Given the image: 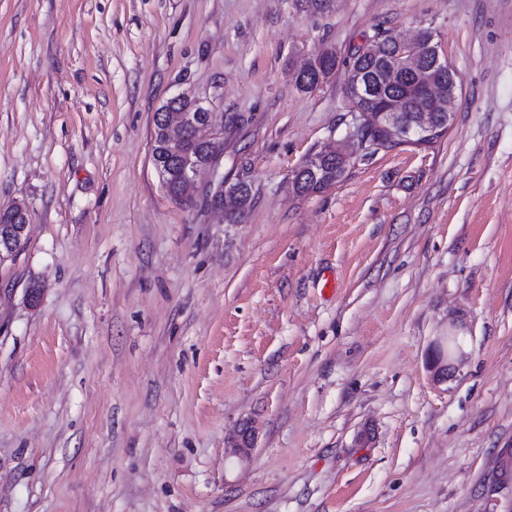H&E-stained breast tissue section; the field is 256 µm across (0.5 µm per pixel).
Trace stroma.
<instances>
[{"instance_id":"obj_1","label":"stroma","mask_w":512,"mask_h":512,"mask_svg":"<svg viewBox=\"0 0 512 512\" xmlns=\"http://www.w3.org/2000/svg\"><path fill=\"white\" fill-rule=\"evenodd\" d=\"M422 27L458 84L431 146L357 149L345 71L296 85ZM183 92L226 127L243 223L161 185ZM337 143L344 178L294 194ZM14 203L0 512H512V0H0ZM457 338L456 332L450 331L448 336H438L432 343V358L428 368L437 383L447 382L449 372L455 370L453 361L458 347L456 345L454 349L448 350V341H456Z\"/></svg>"}]
</instances>
